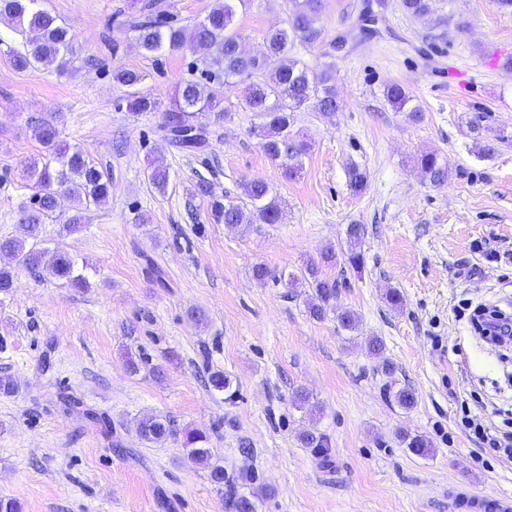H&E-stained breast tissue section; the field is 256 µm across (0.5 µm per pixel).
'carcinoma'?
<instances>
[{
	"label": "carcinoma",
	"instance_id": "cac0c4a2",
	"mask_svg": "<svg viewBox=\"0 0 512 512\" xmlns=\"http://www.w3.org/2000/svg\"><path fill=\"white\" fill-rule=\"evenodd\" d=\"M39 0H0V20L11 24L15 33L24 39L26 50L13 54L12 59L20 69L36 64L53 62L60 52L70 48L67 30L49 12L38 8ZM322 0H289L286 27L270 29L264 34V51L259 55H245L239 47L240 34L234 25L237 10L249 9L251 0H215L205 18L191 26H181L160 9L158 0H147L138 18L128 22L137 33L136 42L147 53H164L190 50L212 55L217 67V82L213 87L193 81L181 83L175 90V106L165 113L162 129L176 147L196 152L207 145L208 124L199 118L208 116L216 122L224 120V86L242 85V102L246 109L259 119V136L265 156L279 166L284 176L291 178L301 168L302 159L308 154L309 144L293 131L295 113L309 103L327 114L339 110L335 85L329 75L309 77L303 64L288 56L294 41L314 44L322 35L318 25ZM401 7L411 16L432 19L435 0H401ZM115 80L127 88V103L134 112H152L156 102L140 92L144 75L135 70H121ZM386 100L402 110L412 101V96L401 85L390 84L385 89ZM34 136L40 142L43 153L40 161L30 164L27 178L32 182L30 210L20 220V235L0 239V256L10 260V265H0V294L13 288L15 268L30 272L49 270L56 278L70 287L85 291L91 287L84 270L62 248L48 252L41 246L40 227L56 218V196L65 194L72 199L75 208L82 211L101 205L112 187V177L107 169L98 165L90 153L72 146L61 139L59 131L45 121L31 123ZM421 172L435 186L448 182V168L439 162L434 153L419 158ZM150 187L163 193L169 183V172L162 166L147 173ZM245 204L251 206L250 214L232 202L223 203L211 194L209 181L200 178L193 195L207 201L210 216L217 223L247 232L254 224H278L282 209L278 196L268 183L253 180L243 184ZM365 235L362 224L347 228L349 249L346 262L353 269L364 264L360 246ZM336 264V253L330 249L321 254L320 261L307 264L301 276L289 275L288 284H301L311 290L308 302L309 315L322 320L335 314L338 325L347 331L359 327V318L351 310L336 311L339 294L338 281L329 277L323 267ZM209 387L228 393L233 398L231 379L221 370L210 372ZM142 441L159 444L174 435L171 422L156 416L143 418L137 424ZM399 438L410 451L419 456L431 453L430 442L423 436L402 431ZM206 435L187 430L183 435L184 447L189 449L188 458L195 464L208 468L209 476L222 493L224 512H257L255 501L240 492L241 484L248 481L234 476L219 461L212 460ZM305 448L316 454L326 451L324 435L305 431L300 435Z\"/></svg>",
	"mask_w": 512,
	"mask_h": 512
}]
</instances>
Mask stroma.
Listing matches in <instances>:
<instances>
[{
    "label": "stroma",
    "mask_w": 512,
    "mask_h": 512,
    "mask_svg": "<svg viewBox=\"0 0 512 512\" xmlns=\"http://www.w3.org/2000/svg\"><path fill=\"white\" fill-rule=\"evenodd\" d=\"M138 2L41 0L72 50L26 70L11 61L22 37L0 24V237L17 233L32 194L26 167L41 146L29 117L112 175L80 231L66 228L64 196L40 234L44 247L87 264L88 291L20 268L0 294V376L17 385L0 393V496L21 512H222L207 469L187 458V428L207 436L228 473L263 488L258 512H451L452 485L512 497V461L460 424L462 404L482 402L486 415L512 406V361L458 313L460 300L512 295V69L486 65L512 46V14L495 0H436L434 24L388 0L376 34L338 51L368 0H322L321 39L290 55L312 73L333 70L340 109L296 114L310 151L289 180L264 155L237 86L224 89L226 116L210 123L208 147L188 154L163 138L176 87L200 79L205 56L140 51L119 19ZM287 15L288 0H252L236 16L246 51L260 52L263 33ZM123 69L143 74L157 111L131 114L114 79ZM392 83L419 116L386 101ZM475 121L497 140L490 157L478 153ZM430 152L448 167L444 186L417 166ZM153 162L171 174L162 195L146 180ZM353 166L367 176L363 190L350 185ZM201 176L223 201H239L244 182H267L282 223L244 234L214 223L191 194ZM351 224L366 227L358 270L345 261ZM328 248L336 305L358 315V332L312 319L306 289L252 276L257 264L299 272ZM391 288L401 306L387 301ZM373 336L383 358L367 350ZM131 356L143 361L135 374ZM217 369L234 399L206 387ZM390 385L411 389L415 405L397 406ZM300 389L312 395L303 409L293 404ZM152 415L173 421L176 436L142 441L137 424ZM402 430L424 435L432 454L411 453ZM305 431L327 437V457L302 447Z\"/></svg>",
    "instance_id": "1"
}]
</instances>
